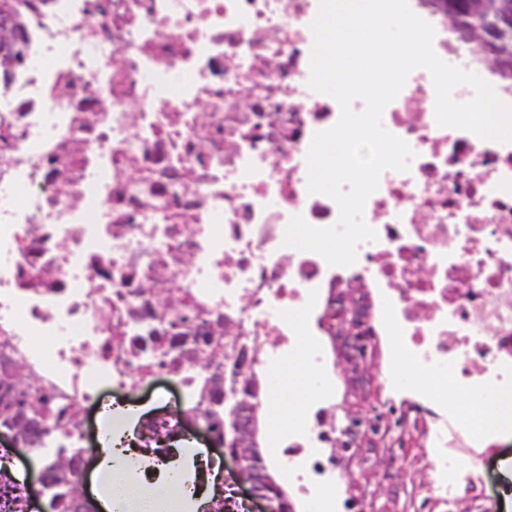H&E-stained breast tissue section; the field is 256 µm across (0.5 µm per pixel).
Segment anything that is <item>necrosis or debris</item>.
I'll use <instances>...</instances> for the list:
<instances>
[{
  "instance_id": "4bbe7bcc",
  "label": "necrosis or debris",
  "mask_w": 512,
  "mask_h": 512,
  "mask_svg": "<svg viewBox=\"0 0 512 512\" xmlns=\"http://www.w3.org/2000/svg\"><path fill=\"white\" fill-rule=\"evenodd\" d=\"M17 19L24 61L0 90V364L46 402L49 431L33 442L46 463L81 455L87 411L99 426L95 461L111 474L146 379L173 376L176 400L148 412L145 436L189 444L224 363L199 337L271 345L255 404L288 389L300 363L314 382L326 349L309 320L367 350L387 325L426 392H473L487 412L440 415L425 500L451 498L468 478L449 440L479 439L512 416V143L439 126L428 70H413L382 125L413 152L384 171L364 220L377 233L353 265L284 244L293 216L336 224L339 208L308 191L307 153L340 107L310 89V28L320 0H34ZM434 30L444 62L502 81L447 12L408 0ZM120 399L106 400L109 389ZM270 447L290 443L284 477L306 512H330L327 481L309 467L321 422L285 423L269 409Z\"/></svg>"
}]
</instances>
